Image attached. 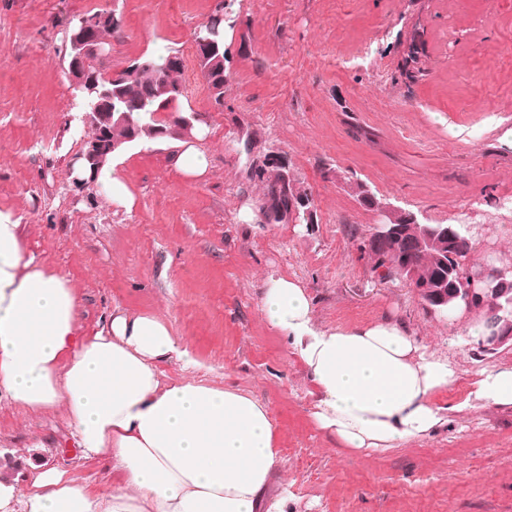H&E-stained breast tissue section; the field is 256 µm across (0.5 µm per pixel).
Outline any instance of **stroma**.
<instances>
[{"label":"stroma","mask_w":512,"mask_h":512,"mask_svg":"<svg viewBox=\"0 0 512 512\" xmlns=\"http://www.w3.org/2000/svg\"><path fill=\"white\" fill-rule=\"evenodd\" d=\"M218 0H0V211L18 218L28 251L65 275L81 303L77 337L114 306L153 314L201 365L200 379L266 402L282 466L270 494L288 512H512V408L474 404L428 437L384 451L338 445L313 419L312 384L264 319L269 277L302 281L317 328L402 321L427 353L455 368L435 396L455 406L482 368L512 350L479 352L400 281H376L359 244L375 212L345 178L425 224L471 225L470 262L512 265V0H233L223 108L184 52ZM116 7L112 68L182 50V85L209 127L207 177L187 182L165 144L120 154L135 197L112 204L70 172L91 132L61 47L73 15ZM256 153L285 152L317 221L245 224L259 190L235 158L238 132ZM0 456L23 481L30 464L112 487V464L84 456L62 411L0 403Z\"/></svg>","instance_id":"1"}]
</instances>
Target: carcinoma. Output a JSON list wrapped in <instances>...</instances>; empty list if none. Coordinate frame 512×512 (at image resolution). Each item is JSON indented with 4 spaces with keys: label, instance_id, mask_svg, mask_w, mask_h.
Listing matches in <instances>:
<instances>
[{
    "label": "carcinoma",
    "instance_id": "obj_1",
    "mask_svg": "<svg viewBox=\"0 0 512 512\" xmlns=\"http://www.w3.org/2000/svg\"><path fill=\"white\" fill-rule=\"evenodd\" d=\"M106 10H90L87 13L69 20V31L75 32L81 25H90L94 39L107 53L105 57L94 59L89 64L86 73V83L76 91L81 100L82 108L91 110L97 102H103L102 111L112 113V122L108 125L107 139L116 148L161 143L174 138L171 133L173 126L190 115L179 107L184 97V90L179 80L183 68V59L178 49H170L162 63H157L153 57L145 56L133 65L117 73L116 82L104 80V75L112 72L109 53L112 50V36L117 28L104 19ZM236 19L229 11V5L224 3L220 15L213 16L208 23L200 26L201 32L212 40L210 48L196 46V57L203 79L209 90L211 99L217 106H224V94L229 79L227 63L229 58L224 48L225 28L235 27ZM249 181L261 189L257 207L258 219L263 224L270 223L267 211L271 210L279 217L275 223L281 224L286 213L297 210L294 222L308 223L304 208L300 204L302 198H310L305 187L297 178L292 166L271 162L260 171L249 177ZM348 193L366 209H373V201H365L363 181L346 179ZM395 227L393 236L373 250L367 241H362V249L371 260V271L382 280L397 278L400 267L405 261L414 265V270L421 280L430 282L448 281V309H440L437 314L443 316L447 310H452L462 304L456 293L462 288L458 270L453 266L449 256L437 248L416 246L424 228L442 229V224L423 226L412 222L411 213L400 208L386 218L380 227L384 231L387 225ZM456 245L453 254L466 260L472 249L473 236L466 224L454 225ZM482 320L483 331L491 330L501 320L512 322V289L502 294L493 305L472 306Z\"/></svg>",
    "mask_w": 512,
    "mask_h": 512
}]
</instances>
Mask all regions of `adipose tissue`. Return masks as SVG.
<instances>
[{
    "label": "adipose tissue",
    "instance_id": "1",
    "mask_svg": "<svg viewBox=\"0 0 512 512\" xmlns=\"http://www.w3.org/2000/svg\"><path fill=\"white\" fill-rule=\"evenodd\" d=\"M205 124L171 141V163L188 181L210 159ZM80 305L68 279L29 255L20 224L0 212V401L34 412L63 407L77 445L112 460L111 492L38 464L24 483L0 482V512H288L267 504L281 460L266 403L238 389L184 377L197 368L158 316L114 306L93 335L77 338ZM262 313L285 336L316 388L313 418L344 448L385 450L448 422L433 397L456 381L426 357L399 321L319 329L297 280L265 283ZM474 400L512 407V369L478 370Z\"/></svg>",
    "mask_w": 512,
    "mask_h": 512
}]
</instances>
